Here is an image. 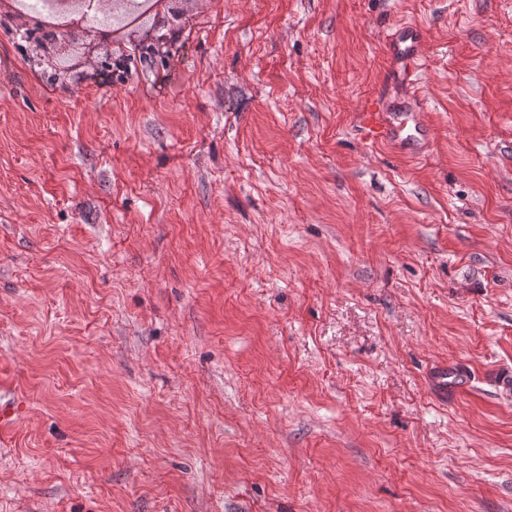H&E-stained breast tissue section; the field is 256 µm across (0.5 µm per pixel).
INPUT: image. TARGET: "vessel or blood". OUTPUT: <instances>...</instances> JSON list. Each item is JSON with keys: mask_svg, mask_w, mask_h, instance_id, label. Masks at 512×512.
<instances>
[{"mask_svg": "<svg viewBox=\"0 0 512 512\" xmlns=\"http://www.w3.org/2000/svg\"><path fill=\"white\" fill-rule=\"evenodd\" d=\"M420 34L414 27L398 25L392 28L384 44L399 75L408 77L411 84H418L423 69V56L419 48ZM359 119L367 137L375 143H387L407 153L419 151L421 141L428 131L416 106H407L402 111H393L381 103L379 96L365 98ZM26 406L23 399L11 388H0V433H10L21 421Z\"/></svg>", "mask_w": 512, "mask_h": 512, "instance_id": "b4317fda", "label": "vessel or blood"}]
</instances>
